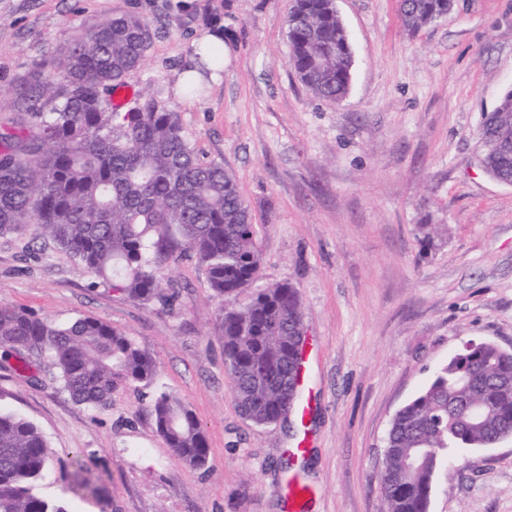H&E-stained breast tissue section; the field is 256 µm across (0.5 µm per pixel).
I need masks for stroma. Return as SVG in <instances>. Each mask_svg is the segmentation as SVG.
I'll use <instances>...</instances> for the list:
<instances>
[{"mask_svg": "<svg viewBox=\"0 0 512 512\" xmlns=\"http://www.w3.org/2000/svg\"><path fill=\"white\" fill-rule=\"evenodd\" d=\"M0 0V125L11 90L107 16L162 21L133 90L181 116L201 160L236 176L261 224L253 289L290 282L306 330L295 414L256 427L224 369L223 297L192 254L162 277L173 308L129 300L34 225L0 237V306L67 323L101 319L155 358L160 387L197 416L209 471L184 466L156 431L143 389L107 408L76 404L57 371L18 376L0 358V410L33 422L52 454L36 495L68 512H285L288 479L307 512H385L376 470L395 413L462 340L512 351V185L480 166L479 125L512 86V0H454L416 34L399 0H336L355 55L349 94L315 97L289 64L293 0H224V67L201 96L172 86L215 0ZM437 234H429V225ZM87 463L97 494L72 474ZM430 512H512V438L457 452Z\"/></svg>", "mask_w": 512, "mask_h": 512, "instance_id": "35a3bbf8", "label": "stroma"}]
</instances>
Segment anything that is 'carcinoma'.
<instances>
[{"instance_id": "cac0c4a2", "label": "carcinoma", "mask_w": 512, "mask_h": 512, "mask_svg": "<svg viewBox=\"0 0 512 512\" xmlns=\"http://www.w3.org/2000/svg\"><path fill=\"white\" fill-rule=\"evenodd\" d=\"M411 34L434 21L437 0H402ZM289 64L313 95L340 101L349 62L336 55L347 31L334 0H295L288 18ZM157 30L140 14L106 18L75 37L53 62H36L14 87L15 122L0 127V236L36 224L54 246L95 280L129 299L172 306L161 272L185 252L207 267L224 297V368L239 414L257 426L287 417L298 399L303 363V307L297 288L275 283L249 303L236 298L263 264L259 225L236 177L201 161L179 113L157 95L138 92L123 112L112 94L145 63ZM207 50L200 70L223 65ZM481 165L512 177V96L484 115ZM0 348L37 378L43 359L62 388L90 408L112 403L128 386L156 383L154 356L110 324L80 317L58 325L32 311L0 306ZM175 458L194 470L209 461L207 438L177 396L155 391L148 404ZM512 435V352L466 342L431 382L397 411L376 477L386 512H429L439 468L462 448H488ZM51 462L47 441L24 417L0 411V512H68L32 493Z\"/></svg>"}]
</instances>
